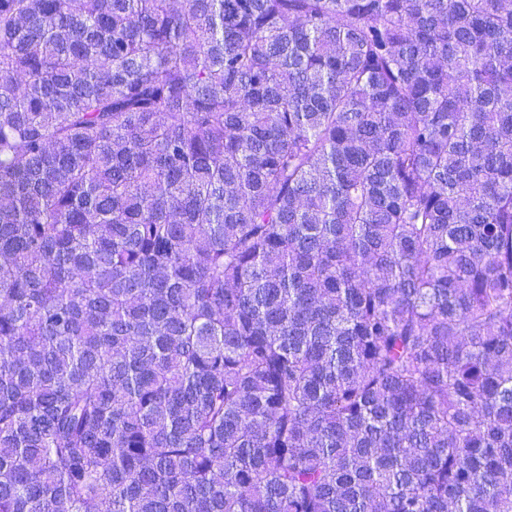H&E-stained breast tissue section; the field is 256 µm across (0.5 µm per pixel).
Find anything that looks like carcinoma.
<instances>
[{
	"mask_svg": "<svg viewBox=\"0 0 512 512\" xmlns=\"http://www.w3.org/2000/svg\"><path fill=\"white\" fill-rule=\"evenodd\" d=\"M0 512H512V0H0Z\"/></svg>",
	"mask_w": 512,
	"mask_h": 512,
	"instance_id": "1",
	"label": "carcinoma"
}]
</instances>
